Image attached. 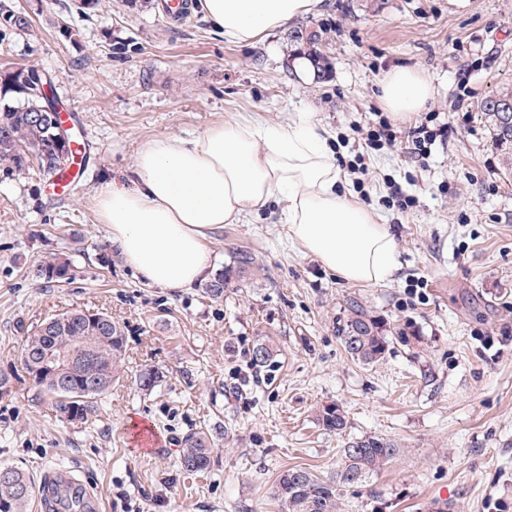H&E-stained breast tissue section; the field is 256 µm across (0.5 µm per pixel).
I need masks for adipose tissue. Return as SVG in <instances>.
Instances as JSON below:
<instances>
[{
  "label": "adipose tissue",
  "mask_w": 512,
  "mask_h": 512,
  "mask_svg": "<svg viewBox=\"0 0 512 512\" xmlns=\"http://www.w3.org/2000/svg\"><path fill=\"white\" fill-rule=\"evenodd\" d=\"M319 0H196L213 31L249 44L311 13ZM433 96L420 73L398 69L382 81V103L398 120ZM336 155L306 117L267 127L223 121L195 137L163 136L136 154L133 176L94 194L98 219L120 257L144 281L187 288L212 270L206 242L271 204L306 253L344 280L379 283L397 267V244L377 211L340 189Z\"/></svg>",
  "instance_id": "1"
}]
</instances>
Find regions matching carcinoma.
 <instances>
[{"mask_svg": "<svg viewBox=\"0 0 512 512\" xmlns=\"http://www.w3.org/2000/svg\"><path fill=\"white\" fill-rule=\"evenodd\" d=\"M0 25L25 32L30 21L19 13L8 0H0ZM42 77L35 69H19L4 76L0 92L24 95L17 104L0 103V170L6 174H24L37 170L44 177L54 178L73 158L71 142H62L50 122H36L33 116L42 107L41 99L30 92L29 85H37ZM512 97V87L497 90L485 99L480 110L490 131L502 167L512 174V111L505 112L500 100ZM256 268L255 255L246 249L233 252V264L218 270L202 287L211 300L224 298V288L231 279ZM77 272L73 251L57 252L38 263L33 277L49 283L67 282ZM346 353L364 365L383 360L391 347L399 344L417 357L420 337L403 328L391 327L363 302L352 299L347 303L346 316L339 328ZM127 348L126 326L104 312L70 311L43 321L27 336L22 357L23 369L31 385L48 398L58 416L70 423H83L97 410L98 400L121 378V365ZM86 350L98 367L94 370V384L87 382V370L77 366L62 376L38 375L41 358L49 351L67 353ZM279 349L269 337H259L251 352L257 366L271 367ZM162 372L155 367L142 370L137 382L141 389L150 390L161 381ZM317 421L324 430L338 435L347 427L344 411L335 403L318 410ZM215 438L212 429L204 426L184 437L178 466L189 474L207 472L213 462ZM401 453L399 444L375 434L353 437L344 443L337 460L336 475L323 478L306 467H292L277 479L275 495L282 512H339L341 489L363 484L375 473L389 465ZM8 478L0 476V512H29L35 496L31 480L15 468L4 469ZM59 512H83L78 496L66 489L56 501Z\"/></svg>", "mask_w": 512, "mask_h": 512, "instance_id": "1", "label": "carcinoma"}]
</instances>
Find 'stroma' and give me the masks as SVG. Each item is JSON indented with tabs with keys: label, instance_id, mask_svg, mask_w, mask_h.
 <instances>
[{
	"label": "stroma",
	"instance_id": "obj_1",
	"mask_svg": "<svg viewBox=\"0 0 512 512\" xmlns=\"http://www.w3.org/2000/svg\"><path fill=\"white\" fill-rule=\"evenodd\" d=\"M28 32L0 37V74L34 68L78 110L87 148L83 180L67 193L35 173L0 175V467L40 483L50 469L92 487L102 512H281L278 475L301 466L330 477L346 438L376 434L402 453L362 486L344 488L341 512H512V176L504 175L480 105L512 85V0H320L287 28L238 46L192 12L168 23L161 0L127 7L101 0H12ZM322 35L326 71L302 79L297 31ZM410 68L434 95L409 130L435 118L448 140L427 161L405 145L373 153L368 206L391 224L394 276L376 284L340 278L306 254L278 209L225 225L209 242L214 269L234 249L256 254L259 278L211 300L200 287L148 284L106 242L93 204L105 181L129 175L139 148L161 136L202 134L216 122L287 124L301 114L352 157L360 126L383 112L379 83ZM416 203L385 205L389 183ZM81 239L68 283L31 275L49 253ZM363 301L391 326L421 336L373 365L353 361L338 329L346 302ZM73 310L105 312L127 328L125 373L85 423L59 420L21 365L24 339L43 320ZM261 336L280 354L253 381L249 352ZM162 381L135 379L147 367ZM347 416L344 434L324 430L319 406ZM159 444L135 445V424ZM226 427L211 469L187 475L181 441L203 425Z\"/></svg>",
	"mask_w": 512,
	"mask_h": 512
}]
</instances>
